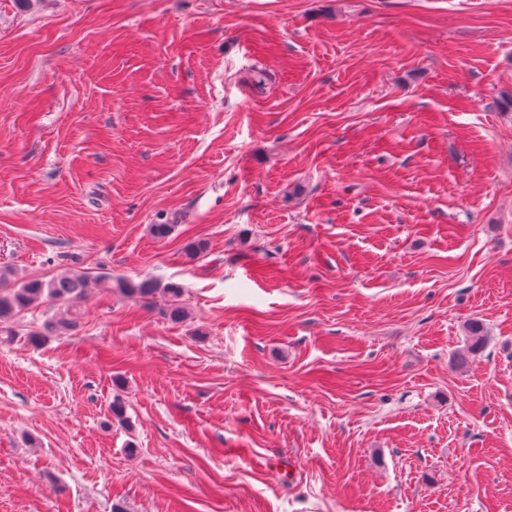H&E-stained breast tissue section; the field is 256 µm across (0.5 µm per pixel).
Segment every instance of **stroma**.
I'll use <instances>...</instances> for the list:
<instances>
[{"label":"stroma","mask_w":512,"mask_h":512,"mask_svg":"<svg viewBox=\"0 0 512 512\" xmlns=\"http://www.w3.org/2000/svg\"><path fill=\"white\" fill-rule=\"evenodd\" d=\"M507 95L512 0H0V271L94 283L0 512H512ZM115 286L124 296L134 299H151L154 295L162 293L172 301L168 305L166 313L170 320L181 322L187 317L185 308L177 303L182 295V288L178 283H161L155 279L148 278L139 281L123 278L116 280Z\"/></svg>","instance_id":"stroma-1"}]
</instances>
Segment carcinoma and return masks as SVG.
<instances>
[{
    "label": "carcinoma",
    "mask_w": 512,
    "mask_h": 512,
    "mask_svg": "<svg viewBox=\"0 0 512 512\" xmlns=\"http://www.w3.org/2000/svg\"><path fill=\"white\" fill-rule=\"evenodd\" d=\"M92 281L77 272H66L50 280L31 278L10 286L6 274L0 272V324H5L21 313L30 309L43 299H51L72 305L82 301L87 295ZM115 287L126 297L134 299H151L162 293L171 299L167 307V316L174 322H181L187 317L185 308L179 304L182 288L175 282L161 283L155 279L144 278L139 281L118 279ZM468 338L466 352L462 360L483 347V332L479 323L471 322L467 326Z\"/></svg>",
    "instance_id": "cac0c4a2"
}]
</instances>
